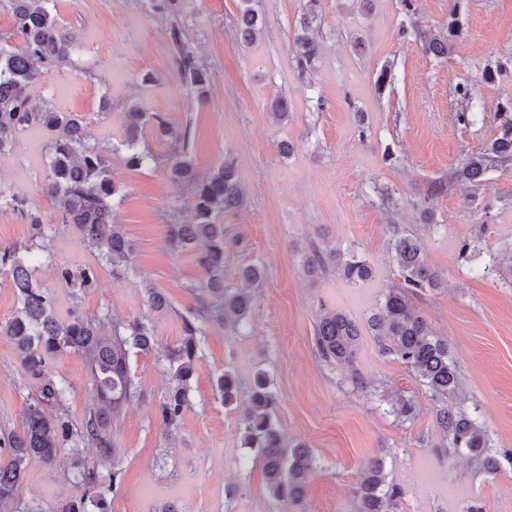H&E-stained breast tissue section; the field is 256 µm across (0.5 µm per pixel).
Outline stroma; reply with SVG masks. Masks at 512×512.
<instances>
[{"mask_svg": "<svg viewBox=\"0 0 512 512\" xmlns=\"http://www.w3.org/2000/svg\"><path fill=\"white\" fill-rule=\"evenodd\" d=\"M304 0H252L264 16L254 44L237 43L231 22L240 0H181L176 12L151 0H59L57 11L73 41L77 70L46 75L37 94L85 121L86 135L118 142L131 104L165 113L177 128L192 125V155L200 174L231 158L247 203L224 213V282L238 287V271L261 266L249 326L209 322L191 380L190 405L176 432L164 437L158 407L171 386L165 363L133 351L132 379L140 394L113 427L115 460L125 472L112 512H277L260 464L241 440L238 408L224 407L214 378L233 368L241 397L256 372H265L277 397L280 429L288 443L315 457L302 512H357L354 488L365 463L382 458L388 482L402 491L397 512H512V163L489 171L478 186L450 179L461 159L501 132L498 109L512 105V0H320L321 48L315 67L302 72L294 27ZM458 10L462 35L448 55L426 54L422 33L446 28ZM187 29L190 44L210 73L204 103L192 99L173 65L167 30ZM394 79L378 87L381 69ZM155 82H144L145 74ZM465 85L485 108L482 123L456 121ZM286 96L290 114L270 110ZM109 97L112 110L100 111ZM45 131L17 133L13 151L0 156V183L27 198L33 212L54 222L57 202L42 191ZM290 142L291 155L280 153ZM123 187L113 212L134 245L125 279L100 268L94 288L60 283L59 265L97 262L78 234L61 232L46 245L52 263L33 261L38 284L56 300V315L73 308L129 321L148 318L160 346H176L183 321L198 307L191 292L202 271L192 252L169 244V212L193 219L192 199L163 169L127 170L113 155ZM420 236L439 287L414 293L411 303L435 334L447 339L459 373L458 406L477 413L500 461L496 475L449 454L436 423V406L411 370L382 353L363 333L354 367L318 354L314 329L320 307L365 325L385 288L397 283L390 259L394 233ZM354 250L374 268L353 285L335 270L304 276L301 261L312 244ZM169 300L147 304L146 287ZM53 379L70 390L62 411L80 424L91 402L88 367L73 352L50 362ZM367 386L355 388L351 371ZM36 384L24 373L14 341L0 335V434L18 433ZM415 407L412 421L392 412L395 401ZM69 448L55 465L34 459L19 489L20 504L51 512L79 490Z\"/></svg>", "mask_w": 512, "mask_h": 512, "instance_id": "obj_1", "label": "stroma"}]
</instances>
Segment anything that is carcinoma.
Instances as JSON below:
<instances>
[{"instance_id":"1","label":"carcinoma","mask_w":512,"mask_h":512,"mask_svg":"<svg viewBox=\"0 0 512 512\" xmlns=\"http://www.w3.org/2000/svg\"><path fill=\"white\" fill-rule=\"evenodd\" d=\"M6 2L13 17V32L0 46V156L12 151L20 131L42 129L50 133L43 191L61 203L57 224L73 227L84 243L98 252L99 260L112 266V278L116 280L124 275L133 244L115 222L112 211L113 198L122 192L121 183L112 177V154L125 152L124 164L129 169L163 167L169 179L185 188L194 200V222L171 225L170 244L177 251H199L197 262L207 278L210 299L203 302V309L193 319L185 320L184 338L178 346L157 350L153 330L143 319L114 321L106 331L101 316L88 315L77 307L64 321L55 317L53 295L32 278L31 268L20 255L35 247L52 260L45 245L51 227L32 211L24 197L0 184V211L14 213L29 227L28 244H0V275L10 278L20 302L11 319L0 321V335L16 341L26 376L38 384V397L24 413L22 433L0 437V504L16 499L30 460L37 458L50 465L58 449L67 445L77 453L86 445L96 449L98 465L109 468L110 483L103 485L95 468L80 469L73 483L81 489V496L54 512H112L108 493L119 488L125 478L114 461L112 426L137 397L130 376L131 350H155L168 365L172 386L159 404L163 431L168 433L179 425L189 406V382L199 352L200 329L196 322L222 319L233 325H246L253 316L255 301L246 288L260 283L262 272L254 266L244 268L239 272L244 287H224V225L216 221L217 216L241 208L247 195L231 160H224L208 175L199 176L189 150L191 128L187 126L179 132L161 112L130 105L124 113L125 136L112 144L88 140L84 120L59 111L52 99L33 102L32 91L47 73L76 68L71 45L56 0ZM319 2L306 0L299 18L296 40L302 48L299 67L303 71L314 66L320 51ZM261 25L262 17L251 6V0H241L235 20L237 41L242 45L253 43ZM459 30L457 9L453 8L445 32L423 40L424 52L436 58L447 56L448 43ZM168 36L177 74L189 92L204 101L209 86L207 68L190 46L182 25L171 24ZM456 94L466 102L457 114L458 121L467 126L476 124L480 109L472 104L470 90L459 85ZM144 127L173 139L180 147L167 156L157 155L139 143L138 132ZM511 159L512 116L504 118L501 135L488 149L465 156L453 176L462 185H472ZM390 258L403 283L384 291L377 311L368 318V327L382 343V352L406 364L428 389L448 447L455 454L468 457L483 472L495 474L499 461L489 449L486 431L478 418L448 404L458 389V372L449 356L448 341L436 336L411 305L410 294L438 282V275L426 264L420 238L412 233L395 234ZM330 266L352 284L372 276V267L354 252L342 255L334 249L325 251L315 246L302 260L304 275L312 279ZM56 277L67 286L91 288L97 281V272L90 265H59ZM359 338L357 324L339 311L326 308L317 319L314 342L327 362L354 364ZM66 352L80 354L90 375L92 402L78 427L59 412L68 385L48 374L50 360ZM216 390L224 404L238 402L235 373L223 371L216 379ZM276 404L266 375L257 374L241 418L243 444L254 451L271 498L285 506L299 507L315 459L310 449L290 447L285 442L276 418ZM356 497L358 512H396L400 489L386 481L383 462L376 458L366 463Z\"/></svg>"}]
</instances>
